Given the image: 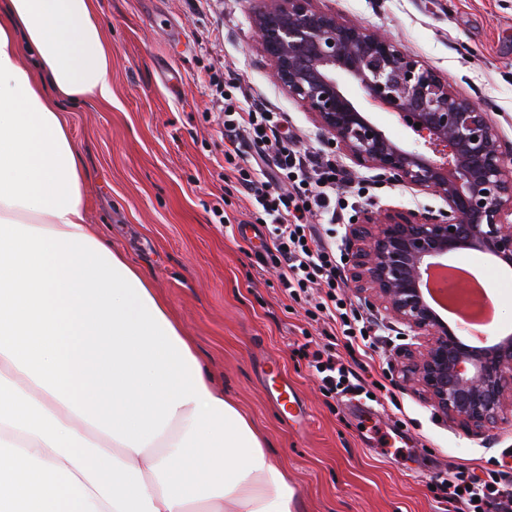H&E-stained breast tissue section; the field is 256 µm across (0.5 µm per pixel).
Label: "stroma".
Instances as JSON below:
<instances>
[{
    "instance_id": "35a3bbf8",
    "label": "stroma",
    "mask_w": 512,
    "mask_h": 512,
    "mask_svg": "<svg viewBox=\"0 0 512 512\" xmlns=\"http://www.w3.org/2000/svg\"><path fill=\"white\" fill-rule=\"evenodd\" d=\"M393 39L489 113L512 142V0H310ZM260 0H99L112 45V104L92 99L62 113L81 152L86 218L121 250L169 304L191 336L204 370L267 439L271 460L295 490L298 512H446L434 486L465 465L486 476L512 464V421L469 436L406 385L396 369L399 326L348 278L336 281L371 321L375 350L367 379L375 399L331 398L308 366L306 339L334 346L323 322L285 299L262 268L255 229L228 233L214 216L249 223L253 207L225 184L224 126L212 69L233 95L282 115L298 148L331 159L349 176L337 242L357 211L443 208L438 196L382 179L321 136L313 117L271 77L254 38ZM471 273L493 300L490 322L463 327L465 341L512 333V270L474 254ZM287 381L304 416L285 417L273 388Z\"/></svg>"
}]
</instances>
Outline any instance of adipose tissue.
<instances>
[{"mask_svg":"<svg viewBox=\"0 0 512 512\" xmlns=\"http://www.w3.org/2000/svg\"><path fill=\"white\" fill-rule=\"evenodd\" d=\"M87 98L112 101L97 0H0V512H292L262 435L85 222L62 110Z\"/></svg>","mask_w":512,"mask_h":512,"instance_id":"obj_1","label":"adipose tissue"}]
</instances>
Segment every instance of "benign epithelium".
<instances>
[{
    "label": "benign epithelium",
    "instance_id": "1",
    "mask_svg": "<svg viewBox=\"0 0 512 512\" xmlns=\"http://www.w3.org/2000/svg\"><path fill=\"white\" fill-rule=\"evenodd\" d=\"M269 2L255 31L273 79L356 165L444 201L438 211H360L349 229V279L414 339L398 351L403 380L465 432L495 428L512 413V336L465 343L434 309L426 284L446 267L439 258L457 250L512 267V150L489 113L389 37L309 0ZM340 74L371 107L414 130L415 146L402 147L374 124Z\"/></svg>",
    "mask_w": 512,
    "mask_h": 512
}]
</instances>
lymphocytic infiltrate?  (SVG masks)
<instances>
[{"mask_svg":"<svg viewBox=\"0 0 512 512\" xmlns=\"http://www.w3.org/2000/svg\"><path fill=\"white\" fill-rule=\"evenodd\" d=\"M225 181L243 189L264 229L265 263L272 268L285 296L295 302L313 300L317 312L338 325L348 345L369 350L363 317L342 305L336 291V243L313 224L314 213L335 221L336 179L334 163L301 153L291 138L280 133L282 117L274 110L240 105L222 94ZM309 366L320 376L330 396H360L366 388L358 373L339 363L330 350L317 348L307 354ZM443 497L464 505V512H512V472L494 470L486 477L461 469L437 484Z\"/></svg>","mask_w":512,"mask_h":512,"instance_id":"1","label":"lymphocytic infiltrate"}]
</instances>
